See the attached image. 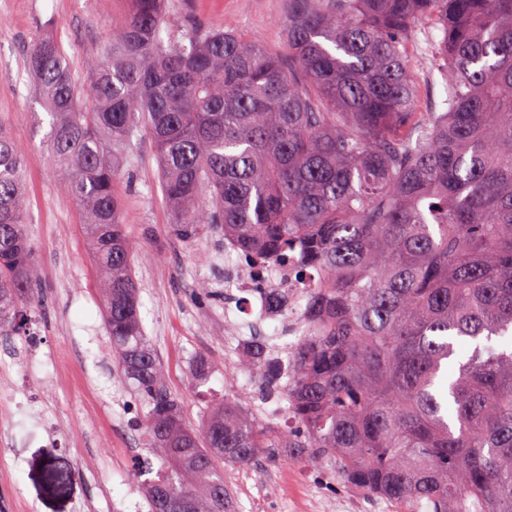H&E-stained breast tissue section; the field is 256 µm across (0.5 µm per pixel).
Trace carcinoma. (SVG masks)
Returning a JSON list of instances; mask_svg holds the SVG:
<instances>
[{
    "instance_id": "1",
    "label": "carcinoma",
    "mask_w": 512,
    "mask_h": 512,
    "mask_svg": "<svg viewBox=\"0 0 512 512\" xmlns=\"http://www.w3.org/2000/svg\"><path fill=\"white\" fill-rule=\"evenodd\" d=\"M164 0L126 20L75 78L60 41L25 70L50 117L52 159L82 209L102 276L116 375L135 394L148 512H232L221 464L283 448L394 505L512 512V0H288V58L243 33L164 26ZM432 22L445 98L416 111L417 24ZM148 134L171 232L205 227L261 270H316L288 364L254 343L289 404L286 430L226 398L183 419L139 314L134 249L117 191ZM25 154L0 128V331L35 302ZM467 360L449 369L459 350ZM212 374L196 360L191 384Z\"/></svg>"
}]
</instances>
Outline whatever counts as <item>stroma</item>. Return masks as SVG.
I'll list each match as a JSON object with an SVG mask.
<instances>
[{
    "label": "stroma",
    "instance_id": "35a3bbf8",
    "mask_svg": "<svg viewBox=\"0 0 512 512\" xmlns=\"http://www.w3.org/2000/svg\"><path fill=\"white\" fill-rule=\"evenodd\" d=\"M173 2L171 24L236 29L271 52L288 54V0ZM130 9V0H0V128L28 158L27 228L39 265L30 331L0 338V512H137L143 502L141 485L128 478L134 457L143 453L133 427L138 403L111 372L98 270L80 210L62 193L64 176L45 149L49 117L24 68L27 47L50 33L61 39L75 73L83 74L84 55ZM51 17L56 24L50 28ZM428 29L418 25L412 58L424 112L444 97ZM117 189L135 243L142 324L183 401L185 421L201 420L190 368L203 357L213 368L211 399L234 397L244 412L270 423L260 390L251 386V370L228 346L223 305L195 296L201 284L221 285L216 256L223 236L204 232L189 243L172 235L146 136L133 139ZM344 479L341 469H308L276 448L263 449L258 466L224 469L237 512H298L304 499L318 500L320 512H337L329 485Z\"/></svg>",
    "mask_w": 512,
    "mask_h": 512
}]
</instances>
